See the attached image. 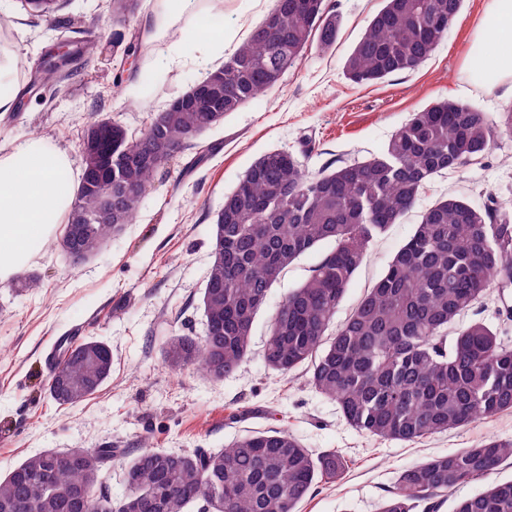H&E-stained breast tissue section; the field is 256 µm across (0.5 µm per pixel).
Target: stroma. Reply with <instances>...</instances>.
Instances as JSON below:
<instances>
[{
	"mask_svg": "<svg viewBox=\"0 0 512 512\" xmlns=\"http://www.w3.org/2000/svg\"><path fill=\"white\" fill-rule=\"evenodd\" d=\"M160 0H139L125 22L112 20L110 0H63L45 18L20 0H0V43L20 56L17 73L27 93L0 114V148L29 136L66 152L74 176L83 172L81 141L94 120L108 118L140 134L172 100L219 68L273 9L275 0H224L221 26L231 42L210 55L208 67L192 29L177 32L182 62L152 63L148 18ZM341 24L328 49L309 45L279 84L197 136L177 160L160 168L133 223L76 266L55 242L28 265L35 292L16 294L0 282V476L46 449L145 448L218 450L253 430L288 428L313 452L335 450L349 467L319 484L298 512H378L404 467L479 442L512 439V412L476 420L463 429L415 443L380 441L358 433L335 404L318 394L304 370L282 376L263 360L269 319L288 292L311 274L319 252L300 257L270 291L252 331L248 357L231 377L204 378L192 366L172 369L162 346L173 335H202V292L212 261L213 221L224 196L264 153L304 154L309 173L327 163L379 154L412 112L441 99L488 114L512 106L503 87L477 82L465 68L475 27L487 0H464L448 36L414 72L374 85L347 79L345 60L384 0H329ZM95 41L99 49L81 53ZM77 51L61 69V86L37 82L59 43ZM512 199V133L497 134L477 163L435 176L401 223L373 241L336 313L343 322L423 212L448 195L484 203ZM94 336L112 348V373L102 388L75 406L57 404L48 391L57 343Z\"/></svg>",
	"mask_w": 512,
	"mask_h": 512,
	"instance_id": "stroma-1",
	"label": "stroma"
}]
</instances>
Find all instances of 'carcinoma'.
I'll list each match as a JSON object with an SVG mask.
<instances>
[{
    "label": "carcinoma",
    "mask_w": 512,
    "mask_h": 512,
    "mask_svg": "<svg viewBox=\"0 0 512 512\" xmlns=\"http://www.w3.org/2000/svg\"><path fill=\"white\" fill-rule=\"evenodd\" d=\"M463 0H386L345 62L348 78L370 84L415 70L445 39ZM138 0H112L118 19ZM220 67L207 105L157 114L146 138L116 134L112 161L82 174L59 246L94 256L132 222L156 171L227 115L274 87L298 64L312 36L326 49L340 16L327 0H276ZM512 132V108L495 118L459 101L414 112L385 149L311 175L286 150L259 157L224 196L213 229V260L201 306V336L165 342L174 369L194 366L213 381L234 374L248 355L255 318L271 288L300 256L328 250L311 276L275 309L265 365L282 376L309 368V384L336 403L347 424L382 440L413 443L477 419L512 411V345L473 321L448 337L457 318L512 280V203L477 205L450 195L429 207L413 234L336 331L337 310L370 244L415 206L428 181L481 159L497 133ZM112 178V221L89 219L98 183ZM112 349L86 337L56 362L60 405L94 395L111 375ZM120 448L44 450L0 479V512H296L316 485L347 469L344 456L314 453L286 428L252 431L218 451L146 448L126 464V494L108 495ZM512 459V441L489 438L400 470L379 512H437L441 498L487 479ZM453 512H512V480L457 501Z\"/></svg>",
    "instance_id": "obj_1"
}]
</instances>
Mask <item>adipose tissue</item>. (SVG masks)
<instances>
[{
	"label": "adipose tissue",
	"instance_id": "1",
	"mask_svg": "<svg viewBox=\"0 0 512 512\" xmlns=\"http://www.w3.org/2000/svg\"><path fill=\"white\" fill-rule=\"evenodd\" d=\"M210 18L199 0H165L152 25L160 40L187 20L200 39L222 48L224 37L211 33ZM466 66L512 94V0H487ZM71 177L68 155L41 136L24 138L0 154V282L20 274L65 223L74 198Z\"/></svg>",
	"mask_w": 512,
	"mask_h": 512
}]
</instances>
